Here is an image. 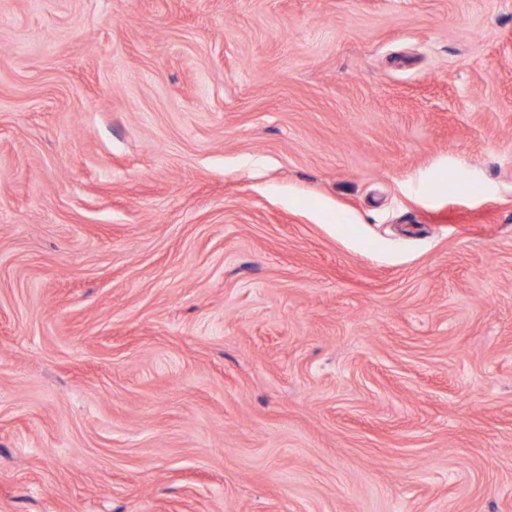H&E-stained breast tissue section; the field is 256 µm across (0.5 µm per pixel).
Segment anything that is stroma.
Returning <instances> with one entry per match:
<instances>
[{
    "label": "stroma",
    "instance_id": "stroma-1",
    "mask_svg": "<svg viewBox=\"0 0 512 512\" xmlns=\"http://www.w3.org/2000/svg\"><path fill=\"white\" fill-rule=\"evenodd\" d=\"M0 512H512V0H0Z\"/></svg>",
    "mask_w": 512,
    "mask_h": 512
}]
</instances>
